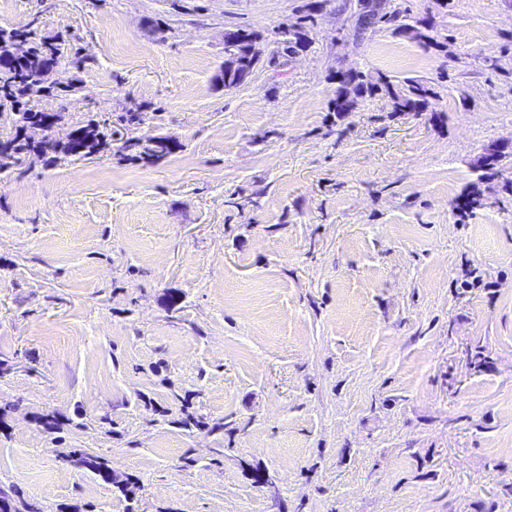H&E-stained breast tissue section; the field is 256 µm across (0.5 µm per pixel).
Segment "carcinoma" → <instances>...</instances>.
Returning a JSON list of instances; mask_svg holds the SVG:
<instances>
[{
	"mask_svg": "<svg viewBox=\"0 0 512 512\" xmlns=\"http://www.w3.org/2000/svg\"><path fill=\"white\" fill-rule=\"evenodd\" d=\"M325 0H309L303 6L305 15L292 24L284 23L278 26L276 35L282 43L285 54L295 52L299 43L310 46L309 30L306 22L313 19L315 13L322 10ZM390 32L395 35L407 34V38L428 52L448 53V36L432 34L433 26L430 19L412 16V9L406 5V0L388 5V9L380 14H369L360 20V35H373L378 32ZM260 35L244 27L227 29L224 34V55L234 56L240 60L248 57V50L253 41ZM23 39L28 41L33 54L43 56L46 67L42 72L32 73L21 62L0 68V117L11 123L14 133L5 140H0V155L11 159L9 165L14 167L22 164L33 156H41L48 152L60 153L75 160H82L88 154H106L117 156L121 160L140 161L144 164H155L174 153L178 144L163 143V137L156 136L153 142L143 141L131 135V128L141 121L139 110H128L118 117L119 123L125 130L126 137L121 145L114 146L116 132L100 123L95 116H88L80 126L67 131L64 136L50 138L42 142H32L25 133V126L34 123L45 124L48 133H53L58 126L60 115L49 112H38L28 107L29 99L44 92L59 91L66 96L79 92L80 85L72 81L67 83L53 82L50 76L56 68L60 56L59 43L62 39L40 36L33 27L6 28L0 27V48L7 44ZM336 97L331 101L329 111L336 113V118L342 119L354 109L352 98H365L376 94L387 95L392 102L394 112H413L423 115L431 112V118L439 115L430 111L431 101L437 98V92L428 81L419 78H397L383 72L366 73L361 70L349 69L347 73L336 70ZM473 169L477 179L471 188L458 197L456 210L462 219L472 215L483 206L480 184L487 178L488 171L480 169V161H475ZM78 468L99 477L113 487L128 500H133L136 485L124 487L112 483V466L110 461L96 453L85 449L74 451Z\"/></svg>",
	"mask_w": 512,
	"mask_h": 512,
	"instance_id": "cac0c4a2",
	"label": "carcinoma"
}]
</instances>
